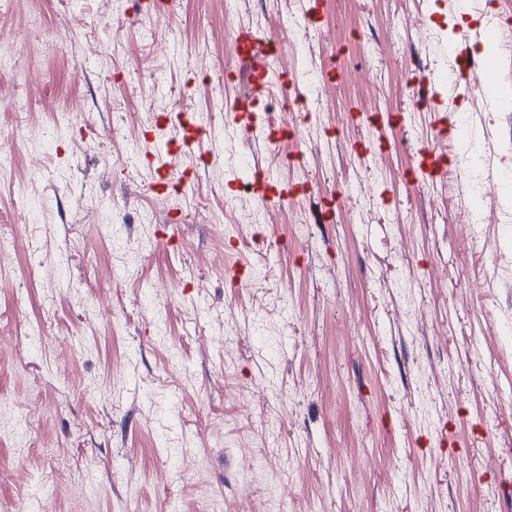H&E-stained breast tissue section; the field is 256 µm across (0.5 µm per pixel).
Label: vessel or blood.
Segmentation results:
<instances>
[{
	"instance_id": "b4317fda",
	"label": "vessel or blood",
	"mask_w": 512,
	"mask_h": 512,
	"mask_svg": "<svg viewBox=\"0 0 512 512\" xmlns=\"http://www.w3.org/2000/svg\"><path fill=\"white\" fill-rule=\"evenodd\" d=\"M279 42L250 27L237 28L233 34V53L241 67L247 73L249 92L247 95L227 103L226 112L232 126L247 137L262 135L265 142L278 143L294 138L293 129L274 128L266 125L262 115L257 112L255 104L272 88L269 77V60L277 55ZM497 64L494 58H485L477 69H463L461 78L477 77L487 86L493 85L497 79ZM223 134L222 129L212 125L204 126L185 118L180 122L178 139L167 141L165 155L177 154L189 157L194 155L202 141L215 140ZM416 163L411 168V178L419 183L430 182L446 174L450 157L446 151L431 145H420L415 152ZM159 178L153 185L155 194L171 195L183 191L193 183L192 168L173 169L171 165L162 164L158 167ZM249 193L267 205H279L297 193L294 185H283L270 178L266 170L254 169L247 185Z\"/></svg>"
}]
</instances>
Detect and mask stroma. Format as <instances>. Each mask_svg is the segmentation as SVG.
Wrapping results in <instances>:
<instances>
[{
	"label": "stroma",
	"instance_id": "35a3bbf8",
	"mask_svg": "<svg viewBox=\"0 0 512 512\" xmlns=\"http://www.w3.org/2000/svg\"><path fill=\"white\" fill-rule=\"evenodd\" d=\"M0 0V512H512V76L463 80L512 0ZM428 16L408 28L406 15ZM241 25L279 39L270 146L228 129L169 198L141 155L163 113L208 123ZM336 80L317 83L323 68ZM451 121L443 177L407 180L435 142L424 74ZM288 116H281L282 107ZM301 161L283 162L284 149ZM308 193L259 207L247 167ZM336 193V221L319 220ZM495 209L500 223L477 218ZM177 221H169L172 213ZM246 266V285L224 268Z\"/></svg>",
	"mask_w": 512,
	"mask_h": 512
}]
</instances>
